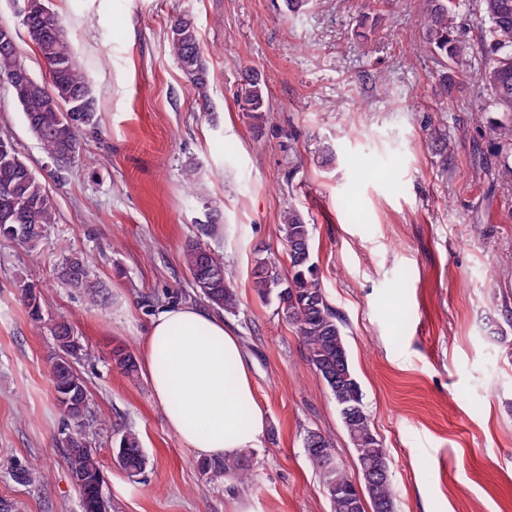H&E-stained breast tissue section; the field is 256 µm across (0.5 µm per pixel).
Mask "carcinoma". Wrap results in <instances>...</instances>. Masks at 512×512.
<instances>
[{
	"label": "carcinoma",
	"instance_id": "obj_1",
	"mask_svg": "<svg viewBox=\"0 0 512 512\" xmlns=\"http://www.w3.org/2000/svg\"><path fill=\"white\" fill-rule=\"evenodd\" d=\"M457 0H431L422 20L424 48L439 62L438 82L443 90L464 74L470 44L458 32ZM15 14L28 33L29 40L43 59L49 83L37 79L14 97L21 107L29 130L42 152L51 160L63 158L70 165L80 149L84 131L96 126L95 99L89 82L65 38L52 0H13ZM482 81L491 93L498 111L512 113V0H480ZM171 54L184 74L191 79L207 104L208 69L197 26L189 14L171 21L168 33ZM24 64L16 47H0V75ZM248 116L259 123L268 118L262 80L258 73L246 74L241 88ZM484 136L489 140L512 142V125L488 122ZM0 239L20 246L33 247L55 221V203L37 176L22 159L13 139L0 133ZM282 240L289 265L282 272L279 259L258 257L251 272V288L259 299L273 302L277 314L292 326L300 337L309 365L322 379L332 396L343 427L353 448L361 474L360 486L368 508L352 506L350 498L336 487H353L351 476L336 458L334 445L321 432L309 430L304 438L308 461L318 473L332 512H396V492L391 476L370 486L366 475L372 469H389L385 448L377 438L363 401V391L353 370L343 319L329 304L325 289L312 260L311 229L304 215L290 209L281 222ZM184 265L199 295L209 304L234 314L239 297L227 278L223 257L200 245L189 246ZM73 278L63 286L83 292L93 305L105 299L102 283L91 277L85 260L72 255L62 263L60 276ZM57 353L49 360L48 372L57 405L73 423L74 429L64 437L71 477L78 478L81 512H109L104 496V476L98 454L86 450L91 427L87 415V389L84 378L74 366L64 363L60 354L73 347L79 338L72 324L60 319L51 325ZM116 367L127 376L137 372L131 352L117 347L112 350ZM116 455L130 476L141 474L147 457L138 434L125 429L117 442ZM203 471L212 481L228 476L241 483L253 480L251 453L242 450L223 460H205Z\"/></svg>",
	"mask_w": 512,
	"mask_h": 512
}]
</instances>
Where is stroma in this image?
I'll return each instance as SVG.
<instances>
[{
  "instance_id": "obj_1",
  "label": "stroma",
  "mask_w": 512,
  "mask_h": 512,
  "mask_svg": "<svg viewBox=\"0 0 512 512\" xmlns=\"http://www.w3.org/2000/svg\"><path fill=\"white\" fill-rule=\"evenodd\" d=\"M429 5L310 0L293 13L284 0H53L99 126L57 180L0 84V132L56 203L35 247L0 239V512H81L61 444L70 422L48 373L49 323L60 317L87 350L75 368L112 512H331L303 438L329 437L354 477L356 451L294 329L251 288L256 253L282 251L291 208L312 227L397 512H512V145L481 134L508 115L483 86L477 53L441 95L440 65L424 49ZM185 12L205 48L209 116L168 47L169 23ZM248 70L272 110L259 125L243 109ZM192 162L200 170L188 187ZM210 202L219 230L204 238ZM192 242L223 255L241 301L224 322L242 338L267 419L247 484L211 482L147 376L112 362L115 347L138 352L160 306L199 304L183 262ZM76 252L106 283L105 304L61 285L58 268ZM25 281L43 322L20 300ZM125 428L148 458L135 477L112 448ZM15 465L40 480L18 483Z\"/></svg>"
}]
</instances>
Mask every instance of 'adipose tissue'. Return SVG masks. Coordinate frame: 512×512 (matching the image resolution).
Listing matches in <instances>:
<instances>
[{
    "label": "adipose tissue",
    "instance_id": "obj_1",
    "mask_svg": "<svg viewBox=\"0 0 512 512\" xmlns=\"http://www.w3.org/2000/svg\"><path fill=\"white\" fill-rule=\"evenodd\" d=\"M141 363L169 428L211 459L257 448L267 429L239 336L221 317L188 304L160 307L140 344ZM249 418L240 421V408Z\"/></svg>",
    "mask_w": 512,
    "mask_h": 512
}]
</instances>
